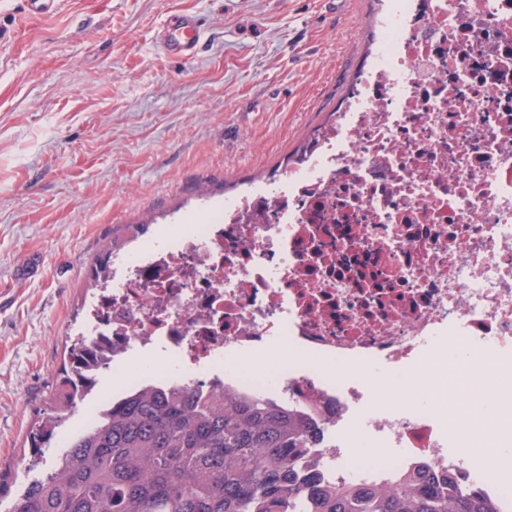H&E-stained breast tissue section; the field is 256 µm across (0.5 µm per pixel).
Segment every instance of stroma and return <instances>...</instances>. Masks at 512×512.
<instances>
[{"instance_id":"1","label":"stroma","mask_w":512,"mask_h":512,"mask_svg":"<svg viewBox=\"0 0 512 512\" xmlns=\"http://www.w3.org/2000/svg\"><path fill=\"white\" fill-rule=\"evenodd\" d=\"M206 22L190 59L157 33ZM379 0H62L44 16L0 0V473L51 414L56 376L84 330L90 271L128 224L161 226L201 194L282 172L354 91ZM38 258L39 274L16 277Z\"/></svg>"}]
</instances>
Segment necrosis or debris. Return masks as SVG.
<instances>
[{
  "instance_id": "obj_1",
  "label": "necrosis or debris",
  "mask_w": 512,
  "mask_h": 512,
  "mask_svg": "<svg viewBox=\"0 0 512 512\" xmlns=\"http://www.w3.org/2000/svg\"><path fill=\"white\" fill-rule=\"evenodd\" d=\"M88 336L86 426L147 385L226 387L320 410L327 480L451 467L512 512L469 464L512 412V0H383L356 90L302 157L114 253ZM270 352L278 382L230 367ZM386 373L415 383L378 397ZM454 376L496 379L481 411L452 404ZM355 423L385 463H350Z\"/></svg>"
}]
</instances>
